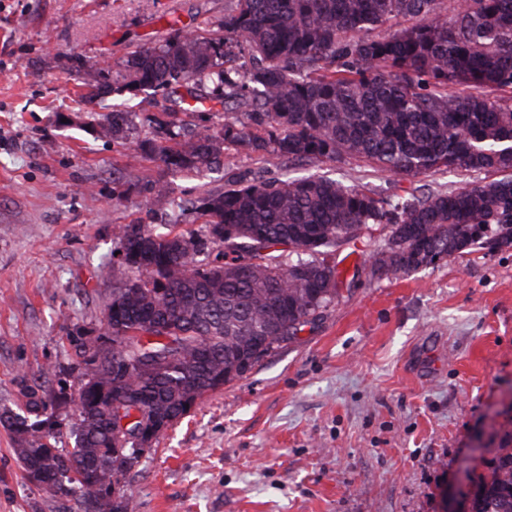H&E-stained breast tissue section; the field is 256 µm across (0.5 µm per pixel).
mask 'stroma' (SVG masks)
Listing matches in <instances>:
<instances>
[{
    "instance_id": "stroma-1",
    "label": "stroma",
    "mask_w": 512,
    "mask_h": 512,
    "mask_svg": "<svg viewBox=\"0 0 512 512\" xmlns=\"http://www.w3.org/2000/svg\"><path fill=\"white\" fill-rule=\"evenodd\" d=\"M235 0H0V409L50 370L78 389L71 343L95 340L122 224H164L149 192L187 199L267 158L224 147L213 174H175L89 130L75 58L104 67L164 36L216 29ZM385 198L451 191L461 172L405 178L323 164ZM123 199L114 202L113 191ZM384 226L345 244L346 285L320 321L197 400L122 485L136 512H461L512 440V247L477 248L397 278L362 264ZM0 512H76L29 483L0 426Z\"/></svg>"
}]
</instances>
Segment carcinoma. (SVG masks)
Segmentation results:
<instances>
[{
	"label": "carcinoma",
	"mask_w": 512,
	"mask_h": 512,
	"mask_svg": "<svg viewBox=\"0 0 512 512\" xmlns=\"http://www.w3.org/2000/svg\"><path fill=\"white\" fill-rule=\"evenodd\" d=\"M237 0L219 28H172L117 64L79 63L82 99L98 134L133 138L132 112L104 104L174 94L136 142L175 173L224 165V144L283 166L339 156L399 176L465 171L492 176L450 192L396 201L321 172L239 179L190 201L201 234L176 224H124L101 339L82 357L73 447L57 445L64 381L24 373V410H0L26 478L44 494L76 497L81 512H135L121 479L140 464L113 456L112 409L171 427L205 394L292 342L340 297L336 251L375 224L390 225L371 274L398 277L476 247L512 246V0ZM382 27L375 37L369 32ZM245 51L251 68L231 65ZM234 99L243 118L224 117ZM223 121L187 131L182 114ZM145 359V372L135 362ZM468 512H512V444L498 449Z\"/></svg>",
	"instance_id": "obj_1"
}]
</instances>
